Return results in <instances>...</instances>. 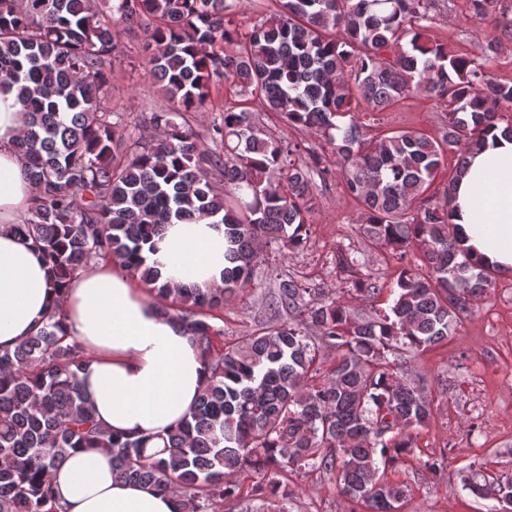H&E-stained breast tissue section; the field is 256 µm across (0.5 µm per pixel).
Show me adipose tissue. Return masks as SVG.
Listing matches in <instances>:
<instances>
[{
	"label": "adipose tissue",
	"mask_w": 512,
	"mask_h": 512,
	"mask_svg": "<svg viewBox=\"0 0 512 512\" xmlns=\"http://www.w3.org/2000/svg\"><path fill=\"white\" fill-rule=\"evenodd\" d=\"M22 128L13 93L0 91V348L15 347L59 306L71 335L92 353L83 387L99 421L123 435L166 433L196 403L207 369L191 336L163 315L153 292L109 260L99 261L56 297L43 259L6 232L32 205L35 188L13 141ZM452 226L474 257L512 274V140L487 137L455 185ZM151 264L164 279L202 288L224 285V227L206 221L166 225ZM63 512H177L178 500L112 478L106 449L79 452L56 475Z\"/></svg>",
	"instance_id": "ef3b65f1"
}]
</instances>
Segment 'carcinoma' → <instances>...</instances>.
Listing matches in <instances>:
<instances>
[{
  "label": "carcinoma",
  "instance_id": "1",
  "mask_svg": "<svg viewBox=\"0 0 512 512\" xmlns=\"http://www.w3.org/2000/svg\"><path fill=\"white\" fill-rule=\"evenodd\" d=\"M472 15L512 10L467 0ZM227 0H0V90H16L23 130L14 143L35 187L29 216L6 229L42 251L61 290L100 258L138 277L162 312L192 336L209 373L184 420L150 440L116 436L96 419L81 373L91 354L52 310L14 348L0 349V512H61L56 474L83 448L112 451V477L148 484L188 512L269 500L288 512L283 474L335 477L369 512H400L409 489L392 481L433 414L432 385L412 356L456 331L496 283L450 231V202L470 151L512 111V82L489 66L502 51L487 34L480 56L458 54L428 30L436 0H280L244 33ZM148 30L147 64L173 106L151 114L143 142L112 120L117 27ZM413 94L442 105L440 137L377 132V115ZM314 137H274L253 108ZM190 112L216 116L200 136ZM455 175L427 194L447 154ZM360 204L367 245L386 251L396 278L353 275L313 288L279 275L268 317L224 343L215 311L247 287L264 248L298 254L313 235L318 185L335 179ZM224 225V287L161 281L145 246L162 225ZM421 255L420 263L413 258ZM385 307L356 308L355 293ZM336 356L329 361L325 352ZM448 448L427 456L437 474ZM267 481L248 483L251 475ZM512 510V475L464 479Z\"/></svg>",
  "mask_w": 512,
  "mask_h": 512
}]
</instances>
